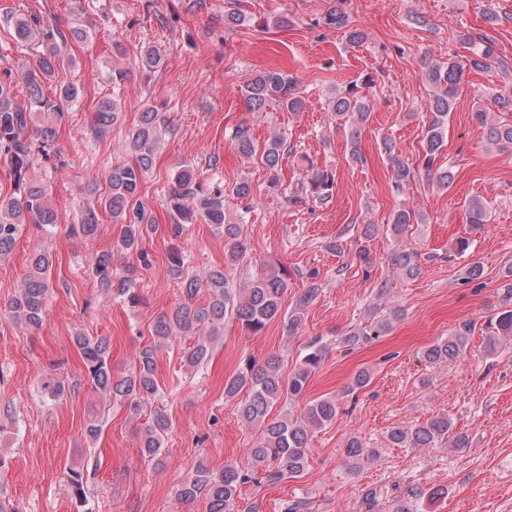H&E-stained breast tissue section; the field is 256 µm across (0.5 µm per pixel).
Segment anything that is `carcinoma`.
Segmentation results:
<instances>
[{"instance_id": "carcinoma-1", "label": "carcinoma", "mask_w": 512, "mask_h": 512, "mask_svg": "<svg viewBox=\"0 0 512 512\" xmlns=\"http://www.w3.org/2000/svg\"><path fill=\"white\" fill-rule=\"evenodd\" d=\"M7 22L16 42L37 44L44 50L34 55L33 62L24 65L20 72L10 67L0 69V165L8 168L14 187L9 194L0 192V255L14 247L21 225L28 221L48 226L57 223L49 188L31 174L32 156L37 152L49 153L57 138L56 128L49 123L38 126V136L34 140L28 138L26 132L37 122L40 113L56 112L61 115L63 104L78 97L79 90L73 84L60 86L55 99L45 96L44 86L61 65L73 63V59L65 56L68 40H82L86 36L81 28L74 27L66 33L35 15L12 14L7 17ZM459 42L468 50L462 59L424 63L425 79L432 87V94L426 101V111L430 112L431 120L423 139L422 169L443 190L453 184L454 173L452 167L439 164V159L447 139L448 116L454 110L464 76L471 71L504 68L487 35L467 31L459 35ZM139 61L143 68L154 70L162 65L163 57L156 47L146 45L139 51ZM242 96L251 112H265L275 104L290 112H300L305 106L298 83L279 71L267 70L255 75L243 86ZM330 106L338 120L350 122L351 156L361 159L359 134L369 120L370 108L365 98L359 96L358 85L351 84L335 93ZM120 115L119 100L114 97L100 99L94 116V134L98 137L106 135ZM474 121L488 144L503 152L512 150V121L493 120L490 113L484 111L474 113ZM170 125L168 113L153 105L147 106L128 137L133 162H116L108 167L105 175L108 191L100 206L120 221L129 211L137 218L133 223L122 225L117 242V248L135 256L137 263L127 266L126 274L115 282L112 279V252L105 251L96 255L91 271L101 290L111 291L132 305L137 303L135 288L140 271L152 266L145 240L154 230V225L144 223V215L138 205L139 189L144 175L152 167L162 135ZM232 144L245 158L260 155V160L270 171L278 168L286 151L285 138L280 135L268 140L262 148H256L248 130L243 127L233 133ZM382 147L394 170L395 187L399 190L409 182L412 169L395 155L390 140H383ZM334 183L332 173L326 170L314 173L311 197L322 204L328 202ZM253 193V185L245 179L235 182L227 193L205 190L195 166H182L172 178L166 199L168 208L177 218V223L171 225L172 236L176 239L181 237L187 225L199 220L212 224L224 234L230 246V260L242 262L245 258L241 243L244 217L230 218L227 202L231 198L250 200ZM465 214L467 223L476 230L480 229L488 222L489 205L484 199L473 197L466 203ZM98 221L97 211L89 208L81 215L80 222L72 225L71 232L91 238L97 233ZM423 223V214L401 206L392 215L391 227L395 234L401 235L412 225ZM186 264L183 251L173 247L169 252V273L172 279L182 284L181 298L171 312L155 321L151 330L153 343L138 351L136 363L129 371L114 373L110 344L106 338H95L82 332L73 337L91 388L100 397L120 401L129 410L137 412L159 392L155 373L156 352L161 346L169 345L182 336L197 338L196 344L185 351L184 357L188 366L198 367L209 357L214 341L224 330L225 320L235 321L246 331L258 334L267 324L280 319L288 331L293 332L301 324L305 308L318 296V288L307 289L295 309L287 313L282 311L283 297L288 290L283 271L271 267L236 285L230 282L221 268H213L201 278L186 272ZM396 264L410 278L421 274L419 254L413 249L401 250ZM52 288L50 261L46 255L39 254L5 314L29 328L40 327ZM202 291L208 294L204 304L197 302ZM399 317L396 311L392 319L376 320L353 329L344 341L355 346L383 336L392 328L393 319ZM489 325L491 331L485 336V351L493 354L498 350L500 337H512V309L499 312ZM474 331L475 324L471 321L459 324L450 331L448 338L422 351L423 361L436 366L465 358ZM325 355L326 348L321 342H310L299 363L286 377L281 373L280 356L270 357L261 369L251 358H244L237 372L225 382L224 396L234 398L243 391L247 392V399L240 407V418L260 430L250 449V463L245 467L227 463L224 469L214 471L201 461L178 486L177 497L186 501L201 497L207 502V512H235L241 486L253 480L256 470L264 472L266 481L270 483L302 477L308 467L310 427H323L336 421L338 404L334 398L310 401L301 418L293 417L288 405L302 397ZM278 405L281 410L276 415L272 414ZM170 429V420L162 413L156 414L142 437L141 454L150 460L160 461L164 438ZM450 433L452 422L444 414L419 426L396 427L390 431L389 440L400 448H431L450 440ZM450 441L455 448L468 446L463 435H457ZM346 455L356 462L371 461L378 456V450L367 447L360 438L352 437L347 442ZM89 476L90 472L84 466H70L64 471L70 492L82 505L87 502Z\"/></svg>"}]
</instances>
